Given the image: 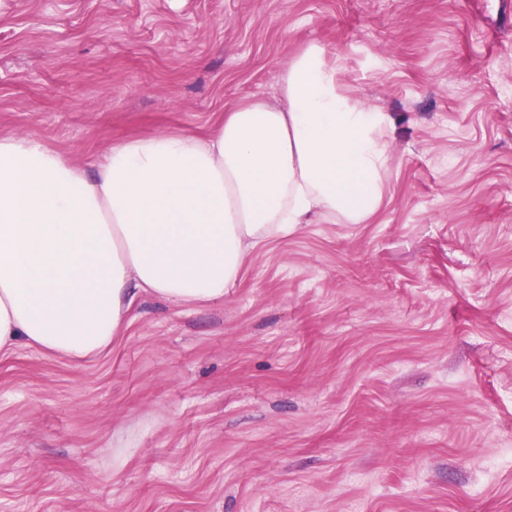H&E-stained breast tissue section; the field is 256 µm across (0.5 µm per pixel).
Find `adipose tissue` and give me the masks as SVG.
Listing matches in <instances>:
<instances>
[{
	"label": "adipose tissue",
	"mask_w": 512,
	"mask_h": 512,
	"mask_svg": "<svg viewBox=\"0 0 512 512\" xmlns=\"http://www.w3.org/2000/svg\"><path fill=\"white\" fill-rule=\"evenodd\" d=\"M390 124L313 43L275 99L240 102L203 133L137 135L87 160L1 136L0 353L83 361L140 297L219 302L267 242L366 223L387 190Z\"/></svg>",
	"instance_id": "adipose-tissue-1"
}]
</instances>
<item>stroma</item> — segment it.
Returning a JSON list of instances; mask_svg holds the SVG:
<instances>
[{
  "mask_svg": "<svg viewBox=\"0 0 512 512\" xmlns=\"http://www.w3.org/2000/svg\"><path fill=\"white\" fill-rule=\"evenodd\" d=\"M312 42L391 117L381 209L0 355V512H512V0H0V134L202 132Z\"/></svg>",
  "mask_w": 512,
  "mask_h": 512,
  "instance_id": "1",
  "label": "stroma"
}]
</instances>
